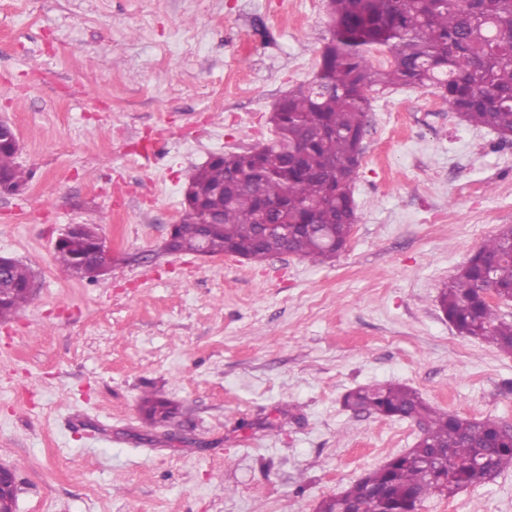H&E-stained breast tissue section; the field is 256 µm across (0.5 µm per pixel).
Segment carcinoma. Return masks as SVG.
<instances>
[{
	"instance_id": "cac0c4a2",
	"label": "carcinoma",
	"mask_w": 512,
	"mask_h": 512,
	"mask_svg": "<svg viewBox=\"0 0 512 512\" xmlns=\"http://www.w3.org/2000/svg\"><path fill=\"white\" fill-rule=\"evenodd\" d=\"M331 22L311 80L273 106L269 122L277 146L226 152L192 175L176 224L172 249L214 256L230 253L260 261L289 253L324 263L345 247L356 221L351 189L364 154L372 94L391 86L435 87L462 121L512 141V0H324ZM388 50L386 68L373 52ZM30 172L17 152L0 142V179L25 187ZM288 225V237H263L258 216ZM512 226L501 228L458 270L439 297L462 336L481 337L512 354V322L501 318L487 294L512 295ZM93 244L73 238L55 249V262L74 279ZM33 271L17 262L0 279L5 321L32 295ZM356 414L424 422L426 443L448 449L437 465L414 446L366 473L317 512H410L433 496L451 497L477 483L474 469L485 445L486 473L512 470V431L490 419H470L429 408L412 389L396 384L359 387L344 398ZM150 420H167L176 408L146 397Z\"/></svg>"
}]
</instances>
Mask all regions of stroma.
<instances>
[{"label":"stroma","mask_w":512,"mask_h":512,"mask_svg":"<svg viewBox=\"0 0 512 512\" xmlns=\"http://www.w3.org/2000/svg\"><path fill=\"white\" fill-rule=\"evenodd\" d=\"M329 35L305 0H0V118L23 193L0 191V255L38 274L0 323V463L15 512H317L412 448L416 422L346 409L399 383L512 427V355L459 335L437 297L512 226V148L434 88L374 97L331 262L167 253L192 170L270 142ZM431 211L444 224H427ZM101 225L103 277H64L57 237ZM179 408L147 421L141 399ZM420 512H512V470Z\"/></svg>","instance_id":"1"}]
</instances>
